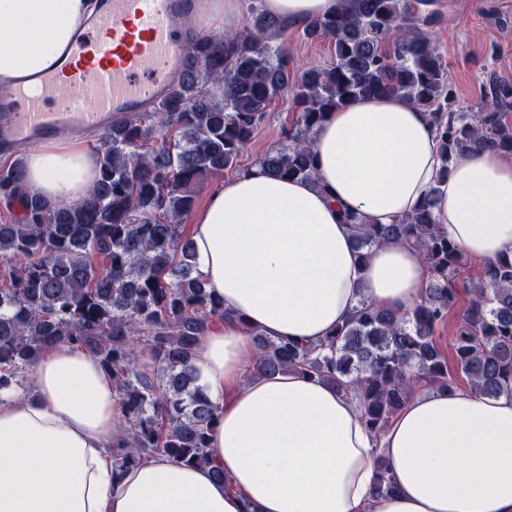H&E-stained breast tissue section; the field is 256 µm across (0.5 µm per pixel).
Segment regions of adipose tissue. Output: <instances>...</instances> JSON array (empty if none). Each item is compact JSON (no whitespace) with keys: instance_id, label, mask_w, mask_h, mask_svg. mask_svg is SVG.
<instances>
[{"instance_id":"obj_1","label":"adipose tissue","mask_w":512,"mask_h":512,"mask_svg":"<svg viewBox=\"0 0 512 512\" xmlns=\"http://www.w3.org/2000/svg\"><path fill=\"white\" fill-rule=\"evenodd\" d=\"M99 0H0V84L50 70ZM304 25L336 0H264ZM315 181L258 165L212 185L191 238L222 324L193 365L223 406L210 451L224 470L165 455L115 473L124 422L120 392L88 350H46L33 396L0 391V512H512V393L464 388L415 393L380 436L336 386L286 371L248 378L259 329L316 344L360 300L409 310L432 277L419 248L357 250L342 212L390 224L434 197L440 232L465 258L512 259V157L492 147L443 165L424 110L402 96L358 98L315 129ZM31 192L68 204L97 178L95 155L63 142L25 158ZM385 463L393 489L372 484Z\"/></svg>"}]
</instances>
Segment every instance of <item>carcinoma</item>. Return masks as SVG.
Wrapping results in <instances>:
<instances>
[{"label":"carcinoma","instance_id":"obj_1","mask_svg":"<svg viewBox=\"0 0 512 512\" xmlns=\"http://www.w3.org/2000/svg\"><path fill=\"white\" fill-rule=\"evenodd\" d=\"M434 0H336V10L303 26L334 47L333 62L289 80L290 60L269 40L295 22L261 5L239 32L203 38L188 54L176 85L149 112H129L103 132L98 176L88 193L58 205L20 192L23 157L0 165V202L19 219L0 223V390L24 385L45 349L77 344L112 374L128 423L114 449L124 472L163 453L186 464L213 463L209 435L223 407L197 385L193 350L224 320V301L205 288L184 219L198 189L237 170L272 102L289 91L299 115L281 144L258 164L279 178L315 180L311 135L326 115L368 96L396 93L429 113L449 162L469 148L512 154V84L496 82L471 112L457 97L427 27ZM361 249L399 241L419 247L433 277L409 313L363 300L318 345L252 332L251 374L293 370L352 396L370 432L379 434L415 385L454 387L462 375L481 396L512 390V259L461 274L464 257L438 230L432 202L394 224H366L342 214ZM448 369L436 336L461 295ZM151 349L156 367L139 369L135 346ZM392 490L378 467L373 492Z\"/></svg>","mask_w":512,"mask_h":512}]
</instances>
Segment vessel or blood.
Listing matches in <instances>:
<instances>
[{
  "label": "vessel or blood",
  "instance_id": "obj_1",
  "mask_svg": "<svg viewBox=\"0 0 512 512\" xmlns=\"http://www.w3.org/2000/svg\"><path fill=\"white\" fill-rule=\"evenodd\" d=\"M202 37L195 0H106L37 91L0 90V146L77 138L107 129L115 115L150 111Z\"/></svg>",
  "mask_w": 512,
  "mask_h": 512
}]
</instances>
